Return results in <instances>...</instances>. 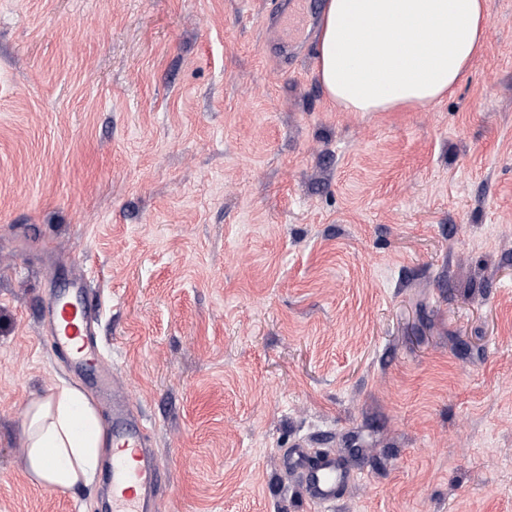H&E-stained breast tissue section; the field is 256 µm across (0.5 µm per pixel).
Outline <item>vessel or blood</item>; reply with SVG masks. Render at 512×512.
Masks as SVG:
<instances>
[{"label": "vessel or blood", "instance_id": "b4317fda", "mask_svg": "<svg viewBox=\"0 0 512 512\" xmlns=\"http://www.w3.org/2000/svg\"><path fill=\"white\" fill-rule=\"evenodd\" d=\"M46 316L52 348L84 372L96 393L112 397L108 474L112 512H159L158 494L169 483V467L152 448L146 422L122 393L118 370L98 341V301L86 288H63ZM284 463L297 474L306 500L317 512H331L341 489L352 481L333 455H309L303 442L289 449Z\"/></svg>", "mask_w": 512, "mask_h": 512}]
</instances>
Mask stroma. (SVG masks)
Wrapping results in <instances>:
<instances>
[{
    "mask_svg": "<svg viewBox=\"0 0 512 512\" xmlns=\"http://www.w3.org/2000/svg\"><path fill=\"white\" fill-rule=\"evenodd\" d=\"M274 2L0 0V512H105L23 467L28 401L90 390L46 342L75 281L164 512H314L302 438L334 512H512V0L409 112L333 108ZM294 447L284 455L286 467L298 475L304 496L311 505L317 510L331 511L341 489L352 482L351 474L343 470L330 453L319 452L309 458L305 442H297Z\"/></svg>",
    "mask_w": 512,
    "mask_h": 512,
    "instance_id": "35a3bbf8",
    "label": "stroma"
}]
</instances>
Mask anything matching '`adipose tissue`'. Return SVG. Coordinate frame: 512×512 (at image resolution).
<instances>
[{
  "label": "adipose tissue",
  "mask_w": 512,
  "mask_h": 512,
  "mask_svg": "<svg viewBox=\"0 0 512 512\" xmlns=\"http://www.w3.org/2000/svg\"><path fill=\"white\" fill-rule=\"evenodd\" d=\"M489 0H326L316 73L342 112H402L452 93L484 49ZM25 470L33 485H92L104 430L86 395L57 386L24 415Z\"/></svg>",
  "instance_id": "adipose-tissue-1"
}]
</instances>
